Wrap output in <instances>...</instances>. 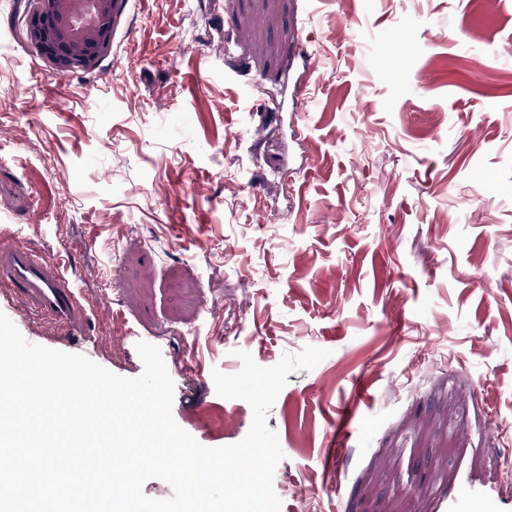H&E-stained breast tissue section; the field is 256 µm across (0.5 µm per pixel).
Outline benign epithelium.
<instances>
[{"mask_svg":"<svg viewBox=\"0 0 512 512\" xmlns=\"http://www.w3.org/2000/svg\"><path fill=\"white\" fill-rule=\"evenodd\" d=\"M117 0H39L27 34L60 71L92 65L111 42Z\"/></svg>","mask_w":512,"mask_h":512,"instance_id":"benign-epithelium-1","label":"benign epithelium"}]
</instances>
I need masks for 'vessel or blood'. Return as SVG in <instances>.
I'll return each mask as SVG.
<instances>
[{
    "label": "vessel or blood",
    "instance_id": "1",
    "mask_svg": "<svg viewBox=\"0 0 512 512\" xmlns=\"http://www.w3.org/2000/svg\"><path fill=\"white\" fill-rule=\"evenodd\" d=\"M0 283L26 312L57 329L78 332L91 317L59 261L23 244L0 242Z\"/></svg>",
    "mask_w": 512,
    "mask_h": 512
}]
</instances>
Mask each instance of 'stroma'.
<instances>
[{
	"instance_id": "stroma-1",
	"label": "stroma",
	"mask_w": 512,
	"mask_h": 512,
	"mask_svg": "<svg viewBox=\"0 0 512 512\" xmlns=\"http://www.w3.org/2000/svg\"><path fill=\"white\" fill-rule=\"evenodd\" d=\"M30 2L0 0V227L95 308L57 350L132 378L157 337L176 423L220 447L253 412L213 369L325 349L267 420L281 512H512V0H121L60 73Z\"/></svg>"
}]
</instances>
